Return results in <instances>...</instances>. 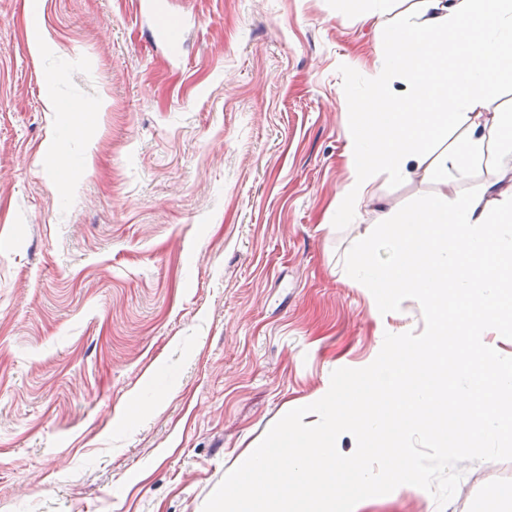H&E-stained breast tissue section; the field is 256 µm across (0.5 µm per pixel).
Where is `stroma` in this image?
<instances>
[{"label":"stroma","mask_w":512,"mask_h":512,"mask_svg":"<svg viewBox=\"0 0 512 512\" xmlns=\"http://www.w3.org/2000/svg\"><path fill=\"white\" fill-rule=\"evenodd\" d=\"M165 4L187 20L167 43L138 0H0V512H219L271 427L318 428L336 376L429 334L417 292L372 312L345 260L387 249L331 218L349 96L414 0ZM49 94L110 106L65 133ZM495 179L512 158L455 187ZM371 189L404 213L441 185ZM402 438L422 489L346 476L360 512H486L512 487V439Z\"/></svg>","instance_id":"35a3bbf8"}]
</instances>
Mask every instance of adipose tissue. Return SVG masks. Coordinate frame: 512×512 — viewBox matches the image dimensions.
Returning <instances> with one entry per match:
<instances>
[{
  "instance_id": "adipose-tissue-1",
  "label": "adipose tissue",
  "mask_w": 512,
  "mask_h": 512,
  "mask_svg": "<svg viewBox=\"0 0 512 512\" xmlns=\"http://www.w3.org/2000/svg\"><path fill=\"white\" fill-rule=\"evenodd\" d=\"M453 54L467 56L468 65L449 68ZM380 57L372 80L383 92L360 96L351 118L350 178L336 199V220L342 224L363 223L379 171L404 180L420 170L436 179L452 169L462 181L486 150L512 155V113L490 122L480 114L486 96L512 83V0H418L415 11L383 29ZM397 75L405 86L393 92L389 86ZM452 124L464 127L463 141L428 156L427 144L446 136ZM378 230L391 248L390 260L379 265L362 254L347 274L370 294L376 313L395 310L405 293L420 290L432 315L429 338L408 346L394 343L389 358L336 383L325 395L317 430L282 422L265 453L231 481L235 499H263L278 484L288 486L291 498H309L343 473L361 471L360 459L335 452L336 435L346 427L383 457L396 486L419 483V467L401 447L399 414L462 450L506 430L502 403L512 397V365L478 346L475 333L503 321L512 193H496L491 182L477 195L445 189L400 221L384 203ZM452 341L461 359L476 357L480 377L465 368L460 382L448 384L444 357Z\"/></svg>"
}]
</instances>
